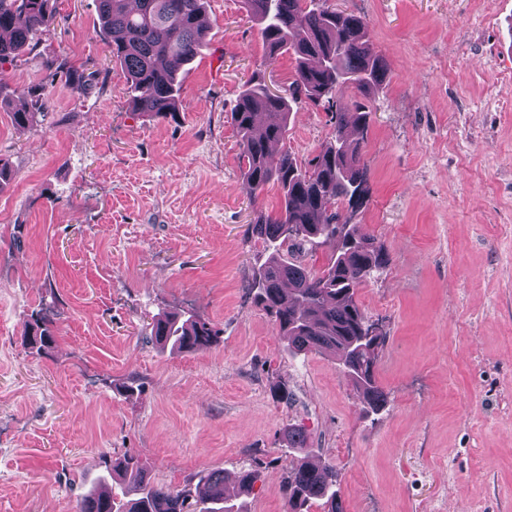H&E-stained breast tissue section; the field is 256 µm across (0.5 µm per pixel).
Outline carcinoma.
Instances as JSON below:
<instances>
[{
	"instance_id": "obj_1",
	"label": "carcinoma",
	"mask_w": 512,
	"mask_h": 512,
	"mask_svg": "<svg viewBox=\"0 0 512 512\" xmlns=\"http://www.w3.org/2000/svg\"><path fill=\"white\" fill-rule=\"evenodd\" d=\"M96 0L110 41L112 58L128 75L125 95L132 109L155 118L176 117L181 108L179 73L198 54L206 38L202 23L205 0ZM253 20L261 24L265 45L263 65L292 52L297 61L294 80L272 92L256 71L238 96L232 121L240 137L243 180L250 197L266 187L280 188L282 202L274 214H261L253 233L272 248L257 299L275 318L277 335L298 352L342 354L346 375L372 411L386 406L374 379L383 337L369 336L368 320L355 295L357 289L386 266L382 245L350 224L336 211L343 201L361 205L367 197L366 163L360 143L349 140L347 128L365 129L368 101L386 76L381 56L368 44L366 21L338 11L328 0H246ZM54 21L50 0H0V66L15 60L32 45L36 33ZM352 88L358 100L350 112L334 109L338 95ZM23 108L11 110L15 126L29 124L32 114L47 107L45 89L21 93ZM305 102L331 111L336 135L306 166L288 152L274 155L270 147L285 140L293 105ZM325 244L333 250L321 272L298 261H287L281 249L300 243ZM218 336L214 326L192 316L154 319L150 338L163 348L190 352L209 347ZM112 478L132 479L140 497L126 504L114 495L91 493L78 512H243L224 496V474L212 472L203 489L193 492L153 484L139 459L126 455L104 460ZM288 512H308L324 501L328 512H342L332 469L311 464L293 466L285 481Z\"/></svg>"
}]
</instances>
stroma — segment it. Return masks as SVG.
<instances>
[{"instance_id":"obj_1","label":"stroma","mask_w":512,"mask_h":512,"mask_svg":"<svg viewBox=\"0 0 512 512\" xmlns=\"http://www.w3.org/2000/svg\"><path fill=\"white\" fill-rule=\"evenodd\" d=\"M330 4L365 18L387 72L351 216L390 258L356 295L385 337V409L364 410L338 356L289 350L257 303L269 252L251 224L281 195L250 201L240 168L231 113L265 53L243 0H207L174 120L129 105L95 0H56L0 66V99L50 97L23 129L0 109V512H77L104 456L126 454L173 488L257 470L246 512H286L300 460L334 468L343 512H512V0ZM333 134L302 103L281 147L304 164ZM168 311L208 320L216 343L158 348ZM37 317L54 334L39 351Z\"/></svg>"}]
</instances>
